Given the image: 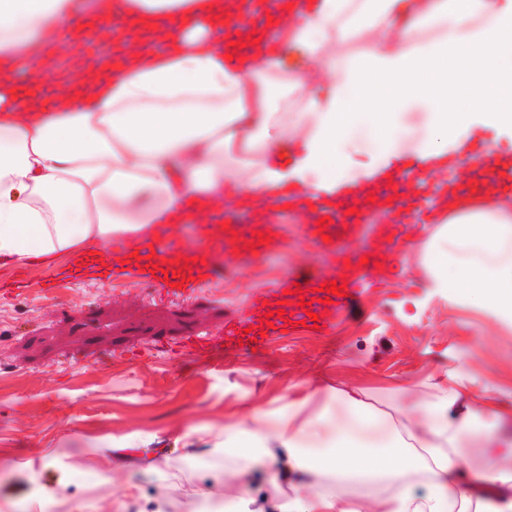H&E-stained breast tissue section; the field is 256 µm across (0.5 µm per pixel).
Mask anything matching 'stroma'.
<instances>
[{"instance_id": "35a3bbf8", "label": "stroma", "mask_w": 512, "mask_h": 512, "mask_svg": "<svg viewBox=\"0 0 512 512\" xmlns=\"http://www.w3.org/2000/svg\"><path fill=\"white\" fill-rule=\"evenodd\" d=\"M282 245L240 263L185 302L154 283L82 279L42 292L46 268L0 264V512H223L224 424L244 402L283 412L288 382L320 378L372 389L380 411L433 393L430 377L466 364L477 397L512 406V332L430 288L425 243L403 242L399 274L360 293L329 334L298 331L205 366L183 340L286 277L329 276L336 257L307 242L302 216L277 211ZM399 381L404 396L384 395ZM152 451L156 469L131 459ZM104 482L82 481L85 470Z\"/></svg>"}]
</instances>
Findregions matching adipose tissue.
Returning <instances> with one entry per match:
<instances>
[{"instance_id":"1","label":"adipose tissue","mask_w":512,"mask_h":512,"mask_svg":"<svg viewBox=\"0 0 512 512\" xmlns=\"http://www.w3.org/2000/svg\"><path fill=\"white\" fill-rule=\"evenodd\" d=\"M213 3L96 0L98 16L144 31L172 22L173 48L102 57L67 99L44 94L40 70L28 88L0 85V262L80 257L197 222L228 184L263 223L284 199L330 212L389 178L453 171L472 135L512 137V0H312L279 10L240 62L215 46ZM82 7L0 0V62L26 64ZM428 28L435 36L422 38ZM355 33L367 50L331 52ZM291 48L327 82L287 67ZM283 94L301 102L287 124ZM438 205L448 219L430 250L432 288L512 330V210L457 194ZM431 386L413 414L395 417L355 384L288 383L284 414L257 408L225 425V495L252 512L238 479L266 462L291 492L266 497L263 512H512V468L494 460L469 480L461 461L465 444H502V407L474 402L461 368ZM335 402L345 408L336 424Z\"/></svg>"}]
</instances>
